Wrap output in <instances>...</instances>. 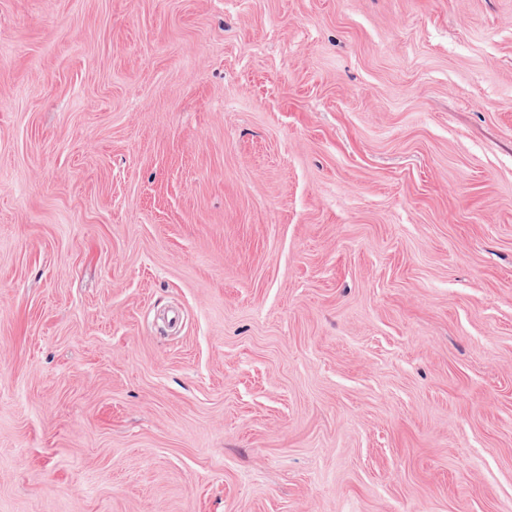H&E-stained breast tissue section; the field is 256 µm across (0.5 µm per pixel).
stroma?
Segmentation results:
<instances>
[{
  "label": "stroma",
  "instance_id": "obj_1",
  "mask_svg": "<svg viewBox=\"0 0 512 512\" xmlns=\"http://www.w3.org/2000/svg\"><path fill=\"white\" fill-rule=\"evenodd\" d=\"M0 512H512V0H0Z\"/></svg>",
  "mask_w": 512,
  "mask_h": 512
}]
</instances>
